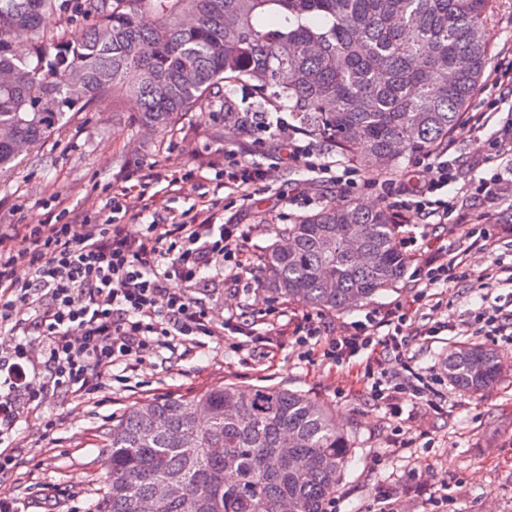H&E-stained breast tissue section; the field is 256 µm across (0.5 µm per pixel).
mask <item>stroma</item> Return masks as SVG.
<instances>
[{"label":"stroma","instance_id":"1","mask_svg":"<svg viewBox=\"0 0 512 512\" xmlns=\"http://www.w3.org/2000/svg\"><path fill=\"white\" fill-rule=\"evenodd\" d=\"M492 49L489 73L512 72V0H495L487 20ZM230 101L212 98L182 119L162 143H144L128 121L132 101L102 103L70 112L69 119L47 139L24 152L17 165L0 174V225L37 224L69 209L98 219L109 214L113 192L136 171L153 170L182 178L165 217L192 212L203 200L217 202L221 222L241 225L244 256L261 267L265 248L276 232L331 202L355 200L379 204L375 191H345L329 175L282 163L279 143L225 127V103L238 112H264L262 97L245 85L229 87ZM448 159L456 171L451 193L456 218L498 225L492 247L469 249L463 237L449 239V251L468 249L459 283L437 286L410 315L409 364L430 382L428 399L402 395L409 418L393 421L383 403L367 394L360 371L364 356L339 364L303 354L292 336L276 335L269 311L284 301L266 291L251 293L245 284L226 281L224 302L212 306L224 318L226 306L242 305L250 314L251 332L268 338L244 354L230 341L212 339L180 362L155 357L129 377L107 379L91 395L65 394L43 405L38 415L21 419L7 441L15 460L0 474V495L24 501L27 512H93L104 486L103 436L114 417L134 402L186 397L234 383L242 387L277 385L298 390L327 404L337 428L352 444L351 463L336 488V512H512V339L491 341L503 360L499 382L479 396L449 384L446 357L451 346L486 340L483 320L512 315V286L488 283L495 266L512 267V189L497 195L476 194L485 170L512 174V92L506 93L481 131L459 123L449 139ZM224 150L268 169L258 201L243 199L221 187L184 173L206 156ZM419 289L413 271L372 300L339 313H323L327 335L362 319L411 302ZM52 430H44V422ZM447 479L448 494L431 496L430 488Z\"/></svg>","mask_w":512,"mask_h":512}]
</instances>
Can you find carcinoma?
I'll use <instances>...</instances> for the list:
<instances>
[{
  "mask_svg": "<svg viewBox=\"0 0 512 512\" xmlns=\"http://www.w3.org/2000/svg\"><path fill=\"white\" fill-rule=\"evenodd\" d=\"M494 0H84L78 40L47 35L58 0H0V172L75 108L136 101V133L163 139L188 112L249 84L288 108L302 131L360 169L399 168L448 147L491 60ZM24 38L29 52L18 55ZM363 240L365 259L348 256ZM407 257L385 207L334 202L287 224L263 256V287L336 313L401 278ZM448 381L481 394L499 354L475 342L448 351ZM96 512H326L351 457L332 409L280 386L218 385L145 399L105 432Z\"/></svg>",
  "mask_w": 512,
  "mask_h": 512,
  "instance_id": "cac0c4a2",
  "label": "carcinoma"
}]
</instances>
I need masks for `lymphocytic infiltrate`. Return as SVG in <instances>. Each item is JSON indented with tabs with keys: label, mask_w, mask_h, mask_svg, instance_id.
Segmentation results:
<instances>
[{
	"label": "lymphocytic infiltrate",
	"mask_w": 512,
	"mask_h": 512,
	"mask_svg": "<svg viewBox=\"0 0 512 512\" xmlns=\"http://www.w3.org/2000/svg\"><path fill=\"white\" fill-rule=\"evenodd\" d=\"M250 127L279 137L291 163H309L314 154L284 117L256 112ZM436 170L435 178L409 188H394L389 179L372 184L399 216L429 217L420 235L424 241L440 230L452 236L458 230L448 221L454 167L440 158ZM205 171L246 199L265 186V169L230 152L200 162L189 174L195 178ZM125 203L124 193L113 194L111 215L101 221L0 225V333L13 339L0 348V439L58 393L91 394L115 370L135 371L165 350L191 353L203 336L247 335V311L231 307L217 321L201 302L202 296L219 295L215 256L224 258L237 279L256 274L242 259L239 225L218 223L211 203L177 224L153 212L151 222L136 230L115 219ZM463 257L458 251L447 259L442 249H426L416 268L422 287L457 281ZM22 266L31 273L24 282L16 276ZM408 320L400 305L382 316L366 314L327 339L306 313L296 318L293 336L299 346L339 363L365 355L362 383L398 420L401 395L421 398L427 387L422 376L395 382L384 367L391 360L407 366Z\"/></svg>",
	"instance_id": "lymphocytic-infiltrate-1"
}]
</instances>
